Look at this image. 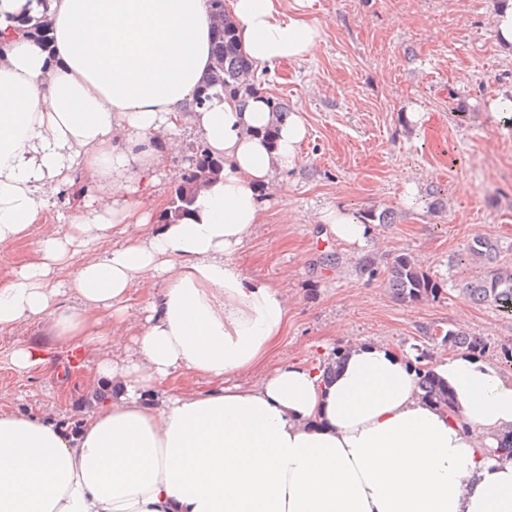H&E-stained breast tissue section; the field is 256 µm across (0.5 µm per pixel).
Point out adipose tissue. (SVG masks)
I'll return each instance as SVG.
<instances>
[{
    "mask_svg": "<svg viewBox=\"0 0 512 512\" xmlns=\"http://www.w3.org/2000/svg\"><path fill=\"white\" fill-rule=\"evenodd\" d=\"M311 5L229 0L253 70L314 57ZM26 15L47 19L50 48L19 34ZM210 30L207 0H0V247L29 246L0 276V334L48 323L98 353L94 377L113 389L75 432L0 411V512H512V456L496 450L512 431V378L490 361L433 364L452 413L422 399L407 355L355 336L332 372L284 361L236 384L284 336L289 309L235 255L307 128L263 96L196 106ZM185 127L224 167L187 216L157 224L146 189ZM78 174L91 193L30 239ZM318 219L367 245L369 226L346 210ZM134 313L132 352L113 358ZM186 375L217 386L177 387Z\"/></svg>",
    "mask_w": 512,
    "mask_h": 512,
    "instance_id": "adipose-tissue-1",
    "label": "adipose tissue"
}]
</instances>
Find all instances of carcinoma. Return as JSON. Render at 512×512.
I'll return each mask as SVG.
<instances>
[{"instance_id": "obj_1", "label": "carcinoma", "mask_w": 512, "mask_h": 512, "mask_svg": "<svg viewBox=\"0 0 512 512\" xmlns=\"http://www.w3.org/2000/svg\"><path fill=\"white\" fill-rule=\"evenodd\" d=\"M209 4L216 19L211 40L212 68L198 103L209 99V91L213 90L237 98L244 107L255 95V84L250 82L252 64L239 44L235 24L226 13L224 0H209ZM23 25L25 35L43 41L47 39V27L41 20L28 16L23 20ZM222 167V159L212 156L203 145H197L196 166L185 169L171 190L166 223L174 224L189 213L198 188L208 178L217 175ZM459 261L475 262L482 267V271L473 276L464 288L470 300L499 308H512V266L499 263V248L494 242L480 236L473 238L466 254ZM386 273L389 287L401 302L413 303L435 298L440 292L432 276L407 253L396 255ZM442 342L452 349L465 348L473 352L485 350L481 340L454 329L442 335ZM425 360L424 351L415 357V370L423 397L435 404L452 407L454 398L448 385L423 365Z\"/></svg>"}]
</instances>
